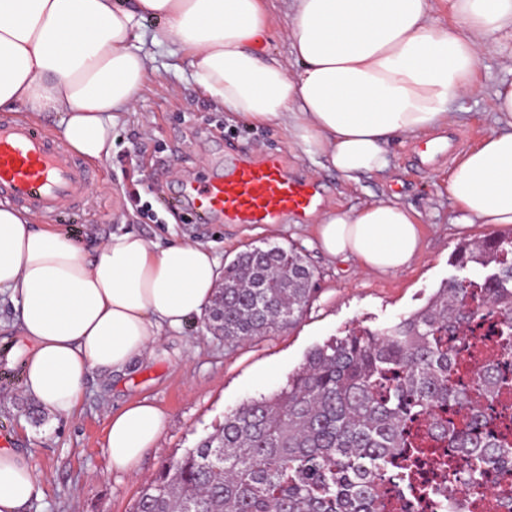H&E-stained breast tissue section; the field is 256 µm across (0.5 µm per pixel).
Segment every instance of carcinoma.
Listing matches in <instances>:
<instances>
[{
    "mask_svg": "<svg viewBox=\"0 0 512 512\" xmlns=\"http://www.w3.org/2000/svg\"><path fill=\"white\" fill-rule=\"evenodd\" d=\"M456 262L476 271L391 326L353 328L311 351L284 386L225 415L164 467L135 512H392L378 482L393 477L424 496L414 472L425 462L450 494L512 469V424L483 413L512 397L497 352L474 351L475 381H452L456 340L472 335L483 309L501 317L498 349L512 351V235L464 241ZM313 278L294 247L250 248L224 267L204 322L226 343L292 326Z\"/></svg>",
    "mask_w": 512,
    "mask_h": 512,
    "instance_id": "1",
    "label": "carcinoma"
}]
</instances>
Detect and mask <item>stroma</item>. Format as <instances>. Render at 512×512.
I'll return each instance as SVG.
<instances>
[{
	"instance_id": "obj_1",
	"label": "stroma",
	"mask_w": 512,
	"mask_h": 512,
	"mask_svg": "<svg viewBox=\"0 0 512 512\" xmlns=\"http://www.w3.org/2000/svg\"><path fill=\"white\" fill-rule=\"evenodd\" d=\"M505 81H512L511 38L484 50L471 92L455 104L461 119L431 132V139L444 143L455 135L459 150L477 146L497 125L488 103ZM415 145L413 138H394L387 170L347 183L292 144L283 126L254 124L217 106L193 82L189 59L176 44L156 47L134 110L117 116L111 158L96 165L94 210L52 223V230L84 247L126 229L161 245L198 240L212 244L224 265L254 246L294 247L314 271L315 292L296 325L245 342L224 343L202 318L190 317L163 336V357L110 380L91 373L77 413L68 419L32 412V399L22 394L19 351L26 342L14 327L21 307L0 296V448L32 455L40 474V492L25 512H133L144 485L164 466L196 447L243 401L284 385L315 347L348 329H381L408 316L449 278L464 277L449 263L458 244L512 233V224L459 223L448 193L455 156L444 153L423 165ZM266 154L282 156L292 174L314 181L323 207L356 210L386 200L420 213L414 261L388 273L366 272L354 259L333 260L319 250L313 218L196 224L185 210L163 203L186 180L223 171L239 156ZM142 398L165 412L166 425L137 475L113 473L105 453L106 413Z\"/></svg>"
}]
</instances>
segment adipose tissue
Masks as SVG:
<instances>
[{
    "label": "adipose tissue",
    "instance_id": "ef3b65f1",
    "mask_svg": "<svg viewBox=\"0 0 512 512\" xmlns=\"http://www.w3.org/2000/svg\"><path fill=\"white\" fill-rule=\"evenodd\" d=\"M448 11L443 24L431 0H291L286 63L262 49L266 0H0V112L59 114L69 150L108 159L115 115L134 108L152 69L146 43L171 41L216 103L285 126L355 182L388 167L394 137L453 124L484 44L512 37V0H448ZM148 17L166 23L150 39ZM489 106L504 125L461 154L448 182L465 224H512V82ZM316 234L325 255L380 273L408 266L421 240L417 214L381 200L322 212ZM221 283L211 245L162 247L125 231L86 252L31 210L0 206V288L20 301L28 342L22 391L53 417L73 416L91 372L154 359L162 336L203 315ZM165 421L145 399L109 413L112 471L136 474ZM37 485L31 457L0 448V512H22Z\"/></svg>",
    "mask_w": 512,
    "mask_h": 512
}]
</instances>
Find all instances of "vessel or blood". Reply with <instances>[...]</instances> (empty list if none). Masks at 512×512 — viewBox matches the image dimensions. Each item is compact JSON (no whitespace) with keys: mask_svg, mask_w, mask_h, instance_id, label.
<instances>
[{"mask_svg":"<svg viewBox=\"0 0 512 512\" xmlns=\"http://www.w3.org/2000/svg\"><path fill=\"white\" fill-rule=\"evenodd\" d=\"M94 172L51 134L0 117V202L24 206L57 220L93 206L89 186ZM313 183L289 176L279 156L244 157L220 177L190 183L173 197L175 207L190 206L200 223L270 224L281 215H308L317 205Z\"/></svg>","mask_w":512,"mask_h":512,"instance_id":"b4317fda","label":"vessel or blood"}]
</instances>
